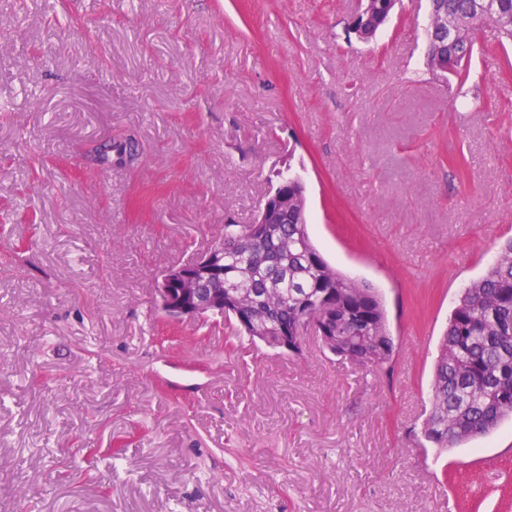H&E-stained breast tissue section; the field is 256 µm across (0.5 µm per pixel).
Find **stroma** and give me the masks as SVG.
Segmentation results:
<instances>
[{"label":"stroma","mask_w":512,"mask_h":512,"mask_svg":"<svg viewBox=\"0 0 512 512\" xmlns=\"http://www.w3.org/2000/svg\"><path fill=\"white\" fill-rule=\"evenodd\" d=\"M353 8L0 0V512H512L511 420L421 437L450 312L512 239V75L491 27L474 85L427 73L428 0L368 44ZM285 169L382 293L393 375L162 311L161 273Z\"/></svg>","instance_id":"obj_1"}]
</instances>
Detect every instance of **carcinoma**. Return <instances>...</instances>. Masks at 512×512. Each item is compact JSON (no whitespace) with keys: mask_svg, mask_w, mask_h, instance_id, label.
<instances>
[{"mask_svg":"<svg viewBox=\"0 0 512 512\" xmlns=\"http://www.w3.org/2000/svg\"><path fill=\"white\" fill-rule=\"evenodd\" d=\"M433 6L427 65L433 72L448 69V83L462 88L472 80L471 62L484 28H495L501 45L512 42V0H433ZM443 14L458 22L451 45L436 31ZM385 23L376 0H370L356 28L367 43ZM284 200L288 221L277 219L265 233L249 235L245 246L239 240L246 226L224 225V288L253 303L251 327L240 331L273 347L284 327L303 314L301 303L312 308L325 303L336 324L324 347L393 374L394 340L382 296L331 265L316 248L300 178H288ZM430 401L422 434L440 452L486 436L512 417V242L482 277L462 289L438 344Z\"/></svg>","mask_w":512,"mask_h":512,"instance_id":"cac0c4a2","label":"carcinoma"}]
</instances>
